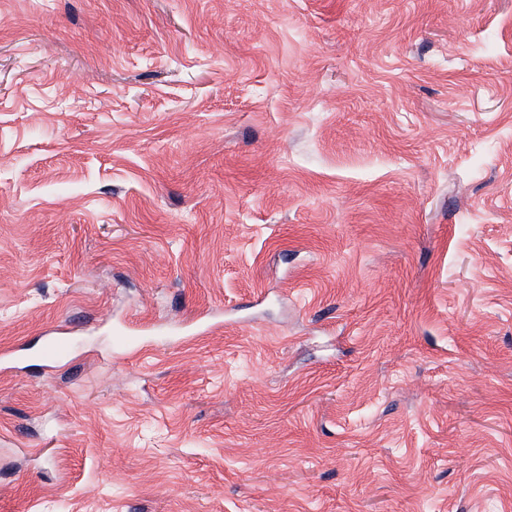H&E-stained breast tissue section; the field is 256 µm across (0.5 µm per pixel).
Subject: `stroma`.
<instances>
[{
	"label": "stroma",
	"instance_id": "obj_1",
	"mask_svg": "<svg viewBox=\"0 0 512 512\" xmlns=\"http://www.w3.org/2000/svg\"><path fill=\"white\" fill-rule=\"evenodd\" d=\"M0 512H512V0H0Z\"/></svg>",
	"mask_w": 512,
	"mask_h": 512
}]
</instances>
